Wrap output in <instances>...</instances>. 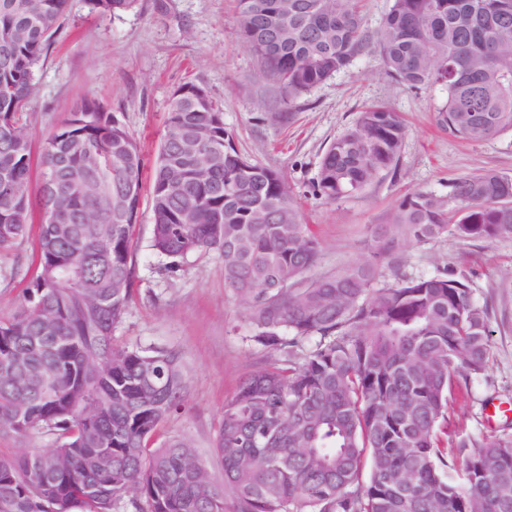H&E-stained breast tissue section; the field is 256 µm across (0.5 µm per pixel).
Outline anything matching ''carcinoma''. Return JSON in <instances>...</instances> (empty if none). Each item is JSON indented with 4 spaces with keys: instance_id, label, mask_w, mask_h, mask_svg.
I'll use <instances>...</instances> for the list:
<instances>
[{
    "instance_id": "carcinoma-1",
    "label": "carcinoma",
    "mask_w": 512,
    "mask_h": 512,
    "mask_svg": "<svg viewBox=\"0 0 512 512\" xmlns=\"http://www.w3.org/2000/svg\"><path fill=\"white\" fill-rule=\"evenodd\" d=\"M138 0H87L115 15ZM66 0H0V247L41 215L38 273L0 317V432L51 448L0 455V512H512V433L444 445L448 403L489 365L488 308L443 272L374 287L378 266L349 263L307 281L320 244L286 176L242 153L206 90L177 88L153 170L151 247L175 268L215 251L225 286L250 306V340L280 353L224 403L214 483L191 439L154 445L184 405L174 349L113 343L132 295L143 158L126 126L83 100L49 133L30 188L19 114L61 28ZM237 34L297 101L366 54L408 90L439 87L436 121L482 142L512 129V0H392L366 28L361 0H237ZM406 127L385 104L330 142L314 182L328 203L361 193L397 163ZM380 252L450 233L512 238V178L455 179L393 209ZM470 452H465V449Z\"/></svg>"
}]
</instances>
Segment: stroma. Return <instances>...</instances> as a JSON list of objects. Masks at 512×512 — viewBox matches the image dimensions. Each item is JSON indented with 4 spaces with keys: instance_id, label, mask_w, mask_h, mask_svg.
<instances>
[{
    "instance_id": "obj_1",
    "label": "stroma",
    "mask_w": 512,
    "mask_h": 512,
    "mask_svg": "<svg viewBox=\"0 0 512 512\" xmlns=\"http://www.w3.org/2000/svg\"><path fill=\"white\" fill-rule=\"evenodd\" d=\"M236 0H140L112 16L91 12L86 0H68L64 24L36 70L37 92L22 116L31 142L30 184H41L40 160L48 131L72 108L94 99L138 139L152 169L174 90L203 87L224 112L238 148L282 171L302 220L322 247L317 273L373 257L372 232L386 225L410 192L447 194L449 183L482 170L512 177V130L482 142L448 135L435 118L440 90L411 91L380 73L367 55L301 98L285 120L256 111L252 101L272 87L240 44ZM382 102L406 124L394 170L380 173L356 196L325 203L313 183L327 145L350 128L365 107ZM150 214L136 227L132 297L112 332L119 347L178 349L188 376L185 407L162 428L188 435L213 482L223 468L212 444L224 404L240 379L268 367L273 353L250 340L247 305L224 286L217 253L190 257L176 271L150 248ZM38 226L0 248V316L12 314L37 273ZM381 283L397 274L465 275L474 299L489 308L491 356L486 373L471 378L448 405V437L495 435L512 429V238L463 240L455 235L402 246L399 257L378 259Z\"/></svg>"
}]
</instances>
